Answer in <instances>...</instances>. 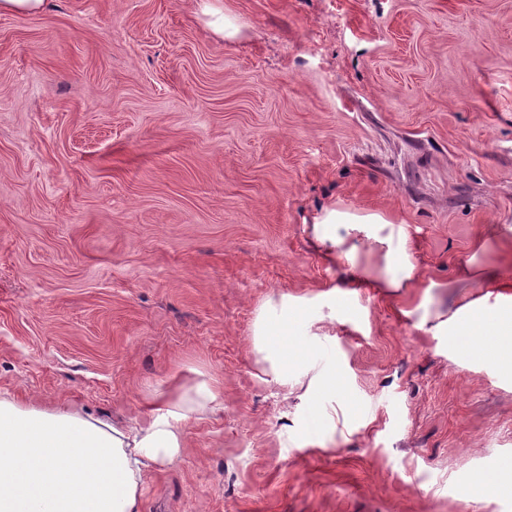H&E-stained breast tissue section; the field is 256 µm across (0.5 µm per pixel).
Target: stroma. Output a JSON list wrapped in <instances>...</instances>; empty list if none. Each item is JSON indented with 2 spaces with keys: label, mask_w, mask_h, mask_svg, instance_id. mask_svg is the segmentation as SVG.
Masks as SVG:
<instances>
[{
  "label": "stroma",
  "mask_w": 512,
  "mask_h": 512,
  "mask_svg": "<svg viewBox=\"0 0 512 512\" xmlns=\"http://www.w3.org/2000/svg\"><path fill=\"white\" fill-rule=\"evenodd\" d=\"M218 7L234 38L197 0L0 14V391L131 422L218 381L137 512H512L470 494L512 454V372L419 330L421 289L340 288L307 230L333 204L404 222L436 301L512 256V0ZM284 295L300 373L254 351Z\"/></svg>",
  "instance_id": "stroma-1"
}]
</instances>
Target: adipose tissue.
Returning <instances> with one entry per match:
<instances>
[{"label":"adipose tissue","instance_id":"adipose-tissue-1","mask_svg":"<svg viewBox=\"0 0 512 512\" xmlns=\"http://www.w3.org/2000/svg\"><path fill=\"white\" fill-rule=\"evenodd\" d=\"M314 241L337 264L349 267L357 283L366 281L362 249L382 252L378 288H424L411 262L404 225L379 212L322 208L310 225ZM459 279L474 282L477 295H454L447 311L423 314L419 327L434 336H464L479 356L512 352V260L492 268L467 262ZM496 307H489V300ZM302 310L290 306L277 323L258 318V347L281 369L300 368L303 345L295 326ZM222 387L213 380L180 386L146 401L143 419L126 426L90 413L22 402L0 391V512H135L142 485L159 467L174 465L191 420L221 409Z\"/></svg>","mask_w":512,"mask_h":512}]
</instances>
